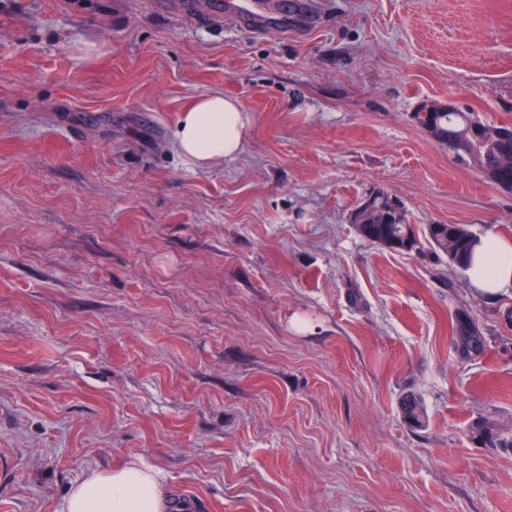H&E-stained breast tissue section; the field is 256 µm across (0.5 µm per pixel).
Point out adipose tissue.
<instances>
[{
	"label": "adipose tissue",
	"instance_id": "1",
	"mask_svg": "<svg viewBox=\"0 0 512 512\" xmlns=\"http://www.w3.org/2000/svg\"><path fill=\"white\" fill-rule=\"evenodd\" d=\"M247 126L239 101L210 93L183 109L174 129V144L200 165L231 160L245 148ZM466 277L486 295L512 287V240L495 234L477 237ZM171 507L158 472L133 462L89 472L72 488L64 512H170Z\"/></svg>",
	"mask_w": 512,
	"mask_h": 512
}]
</instances>
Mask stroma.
Returning a JSON list of instances; mask_svg holds the SVG:
<instances>
[{
	"label": "stroma",
	"mask_w": 512,
	"mask_h": 512,
	"mask_svg": "<svg viewBox=\"0 0 512 512\" xmlns=\"http://www.w3.org/2000/svg\"><path fill=\"white\" fill-rule=\"evenodd\" d=\"M213 2L0 0V512L134 460L195 512H512V448L473 431L512 434V288L349 221L383 190L416 232L512 238V193L414 119L512 123V0L286 29L263 0L248 31ZM214 92L248 141L200 168L172 130Z\"/></svg>",
	"instance_id": "obj_1"
}]
</instances>
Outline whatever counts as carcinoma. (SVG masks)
Segmentation results:
<instances>
[{
  "instance_id": "cac0c4a2",
  "label": "carcinoma",
  "mask_w": 512,
  "mask_h": 512,
  "mask_svg": "<svg viewBox=\"0 0 512 512\" xmlns=\"http://www.w3.org/2000/svg\"><path fill=\"white\" fill-rule=\"evenodd\" d=\"M417 122L441 145L455 152L456 157L475 167L497 188L512 192V124L485 123L473 112H453L443 105L427 112L420 108ZM372 201L354 210L358 232L374 244L395 252L411 250L417 244L414 225L410 220L389 222L391 194L378 191L370 194ZM426 237L437 255L448 258V263L464 270L471 261V243L475 235L462 224H429ZM404 417L416 426L425 420L420 400L408 396L403 402Z\"/></svg>"
}]
</instances>
